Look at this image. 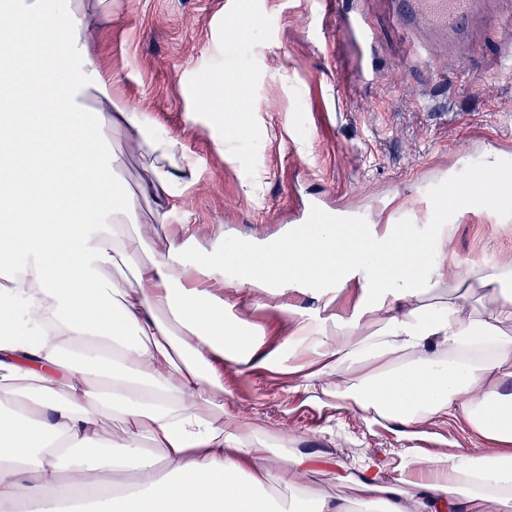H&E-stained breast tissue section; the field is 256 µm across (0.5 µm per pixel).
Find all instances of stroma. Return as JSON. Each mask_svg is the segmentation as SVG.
I'll list each match as a JSON object with an SVG mask.
<instances>
[{
    "label": "stroma",
    "instance_id": "1",
    "mask_svg": "<svg viewBox=\"0 0 512 512\" xmlns=\"http://www.w3.org/2000/svg\"><path fill=\"white\" fill-rule=\"evenodd\" d=\"M503 0H486L471 37L476 49L458 59L439 35L427 38L431 61L407 54L390 0H115L101 26L103 64L112 92L150 113L183 143L197 167L168 223L144 225L164 236L188 228L197 243L227 239L263 243L302 223L310 202L354 215L361 224L401 219L417 233L430 219L422 200L449 176L496 157L512 164V19ZM359 11L375 31V47L360 55L342 32L344 13ZM224 72L258 107L245 130L223 129L238 156L219 154V135L188 121L181 91L188 71ZM493 270L512 264V212L458 214L443 260L447 296L468 264ZM243 319L282 336L290 324L263 293L226 289ZM296 376L224 370L225 409L265 434L271 473L291 452L314 448L357 471L361 458L399 463L387 451L404 443L397 427L372 422L348 402L310 400ZM422 460L481 447L460 421L428 427L409 443ZM272 496L305 508L313 498L362 503L355 486L331 473L301 475L291 489L270 483Z\"/></svg>",
    "mask_w": 512,
    "mask_h": 512
}]
</instances>
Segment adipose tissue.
<instances>
[{"label": "adipose tissue", "instance_id": "adipose-tissue-1", "mask_svg": "<svg viewBox=\"0 0 512 512\" xmlns=\"http://www.w3.org/2000/svg\"><path fill=\"white\" fill-rule=\"evenodd\" d=\"M112 0H0V502L26 512H296L269 497L263 441L224 410V369H261L311 381L344 373L335 397L398 426L404 438L452 417L495 445L421 464L398 449L386 481L369 460L356 482L369 512H512V268L471 267L466 313L433 298L444 277L449 224L428 235L402 224H299L256 245L207 250L190 235L137 231L141 202L167 223L195 178L179 139L127 109L98 62L97 31ZM211 126L243 127L252 107L222 74L197 73ZM125 149H115L114 129ZM150 158L137 191L129 156ZM125 265L130 275L112 271ZM302 284L318 303L287 336L236 315L223 287L285 300ZM358 289L348 315L330 306ZM120 421L119 439L106 423ZM345 467L313 450L277 476ZM108 472L86 491L90 472ZM130 471H155L138 486ZM66 487H59L60 473ZM415 499H408L407 488Z\"/></svg>", "mask_w": 512, "mask_h": 512}]
</instances>
